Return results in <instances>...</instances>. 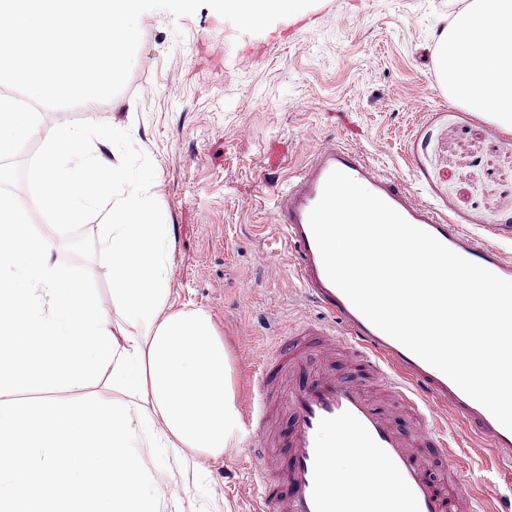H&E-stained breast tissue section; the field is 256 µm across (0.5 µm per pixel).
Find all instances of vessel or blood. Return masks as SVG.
Listing matches in <instances>:
<instances>
[{
  "label": "vessel or blood",
  "mask_w": 512,
  "mask_h": 512,
  "mask_svg": "<svg viewBox=\"0 0 512 512\" xmlns=\"http://www.w3.org/2000/svg\"><path fill=\"white\" fill-rule=\"evenodd\" d=\"M335 170L352 177L458 255L512 281V260L459 230L448 215L419 200L362 152L333 145L314 151L306 166L277 188L272 220L292 246L291 260L301 287L330 320L305 322L275 351L257 348L244 359L257 385L248 418L260 431L266 426V403L279 380L280 363L292 370L284 434L287 460L278 467L270 465L265 447L255 448L254 476L261 488L255 512H481L475 494L462 480L432 473L419 448L426 445L436 455L454 459L444 433L462 426L492 453L494 462L511 465L512 431L445 374L375 327L330 281L309 215ZM306 336L323 337L326 359L331 347L350 349L358 370L414 411L418 422L412 433L397 428L388 408L375 401L354 375L340 376L331 369L304 377L298 351ZM326 432L331 440H323ZM340 449L353 451L382 483L393 485V493L361 496L353 482L335 480L332 462Z\"/></svg>",
  "instance_id": "1"
}]
</instances>
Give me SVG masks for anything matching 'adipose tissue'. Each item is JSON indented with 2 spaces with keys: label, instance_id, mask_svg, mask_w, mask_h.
Segmentation results:
<instances>
[{
  "label": "adipose tissue",
  "instance_id": "ef3b65f1",
  "mask_svg": "<svg viewBox=\"0 0 512 512\" xmlns=\"http://www.w3.org/2000/svg\"><path fill=\"white\" fill-rule=\"evenodd\" d=\"M439 49L451 97L511 132L512 0H465ZM73 155L86 164L67 165ZM115 174L107 157L90 154L84 129L61 126L38 186L73 220L111 192ZM27 224L0 193V512H171L202 461L237 447L241 420L210 314L168 304L170 227L152 187L131 184L112 201L101 240L108 304ZM99 384L111 397H55ZM174 470L177 491L165 481Z\"/></svg>",
  "mask_w": 512,
  "mask_h": 512
}]
</instances>
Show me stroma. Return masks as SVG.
<instances>
[{
  "instance_id": "35a3bbf8",
  "label": "stroma",
  "mask_w": 512,
  "mask_h": 512,
  "mask_svg": "<svg viewBox=\"0 0 512 512\" xmlns=\"http://www.w3.org/2000/svg\"><path fill=\"white\" fill-rule=\"evenodd\" d=\"M460 0H317L264 31L238 32L209 7L152 11L126 88L107 101L56 110L17 157L27 162L53 127L106 122L130 130L154 163L153 190L172 226L176 309L207 310L248 412L240 357L322 310L290 267L271 221L274 190L311 152L363 151L418 198L512 259V136L454 101L436 44ZM463 482L482 507L512 512V467L495 466L461 427L448 430ZM249 438L211 461L185 512H250L258 491Z\"/></svg>"
}]
</instances>
